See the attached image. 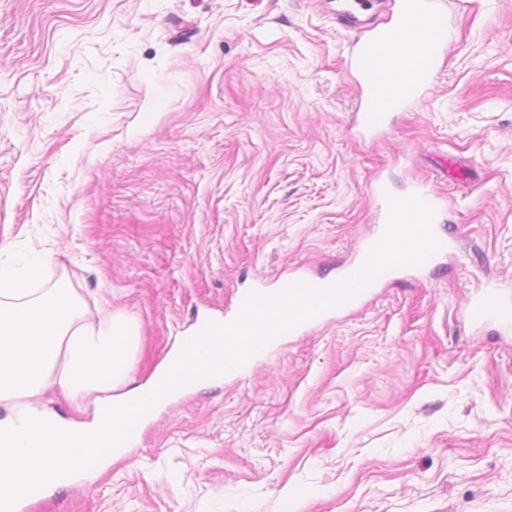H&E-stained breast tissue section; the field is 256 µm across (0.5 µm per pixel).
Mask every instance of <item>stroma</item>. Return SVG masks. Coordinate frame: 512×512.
Returning <instances> with one entry per match:
<instances>
[{
    "label": "stroma",
    "mask_w": 512,
    "mask_h": 512,
    "mask_svg": "<svg viewBox=\"0 0 512 512\" xmlns=\"http://www.w3.org/2000/svg\"><path fill=\"white\" fill-rule=\"evenodd\" d=\"M449 49L355 122L336 0H0V242L135 317L138 382L202 316L338 275L382 181L439 193L454 250L177 396L34 512H512V0H447ZM469 317L473 322L494 318L503 326H512V304L497 291L489 290L470 306Z\"/></svg>",
    "instance_id": "1"
}]
</instances>
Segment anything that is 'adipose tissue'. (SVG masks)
<instances>
[{"label": "adipose tissue", "mask_w": 512, "mask_h": 512, "mask_svg": "<svg viewBox=\"0 0 512 512\" xmlns=\"http://www.w3.org/2000/svg\"><path fill=\"white\" fill-rule=\"evenodd\" d=\"M47 260L32 254L0 262V501L29 498L55 487L72 468L99 471L139 435L161 404L196 385L204 372L223 374L230 350L249 351L250 331L224 333L200 319L146 384L135 385L141 328L132 316L91 314L62 280L43 283ZM54 392L86 421L35 409Z\"/></svg>", "instance_id": "obj_1"}]
</instances>
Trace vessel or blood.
Segmentation results:
<instances>
[{
    "mask_svg": "<svg viewBox=\"0 0 512 512\" xmlns=\"http://www.w3.org/2000/svg\"><path fill=\"white\" fill-rule=\"evenodd\" d=\"M448 9L445 0H392L385 26L369 27L353 50L348 65L359 76L357 118L368 132L389 123L391 113L404 109L430 84L448 50ZM384 204L381 223L359 250L352 265L334 278L293 277L282 280L291 308L279 313L281 335H292L349 307L403 270L432 267L452 246L438 227L439 196L423 188L397 197L378 185ZM415 224L414 236L399 233V222ZM275 302L263 289L240 294L236 314L226 333L260 325L274 311ZM469 317L495 319L512 326V301L490 290L470 306Z\"/></svg>",
    "mask_w": 512,
    "mask_h": 512,
    "instance_id": "b4317fda",
    "label": "vessel or blood"
}]
</instances>
